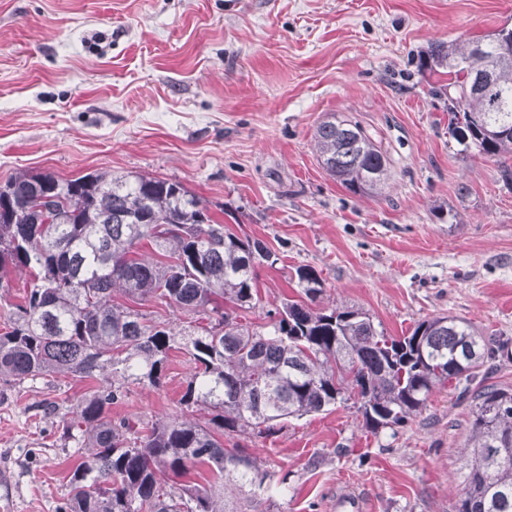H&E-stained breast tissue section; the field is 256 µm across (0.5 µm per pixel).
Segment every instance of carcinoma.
I'll return each mask as SVG.
<instances>
[{
  "label": "carcinoma",
  "instance_id": "obj_1",
  "mask_svg": "<svg viewBox=\"0 0 512 512\" xmlns=\"http://www.w3.org/2000/svg\"><path fill=\"white\" fill-rule=\"evenodd\" d=\"M474 44L429 48L424 67L448 72L431 93L448 101V135L462 151L511 155L512 62L476 94ZM313 141L323 168L348 192H382L386 159L357 125L333 115ZM5 186L21 219L0 213V288L11 267L31 270L32 280L0 334V380L112 374L110 388L89 390L69 411L66 427L81 433L85 452L57 512H236L227 501L239 498L265 512L287 477L243 448H225L224 438L261 436L352 399L376 434L420 415L453 379L465 382L471 417L455 512H512V389L478 379L509 340L453 316L388 336L360 309L315 307L323 281L308 266L296 269L304 299H283L267 310L266 325H254L244 313L262 305L255 267H273L280 255L214 221L180 182L22 171ZM120 297L165 303L192 325L155 322ZM174 350L194 365L180 413L112 419L128 385H160ZM199 407L208 411L203 423L194 417ZM194 465L210 468L213 483L180 482Z\"/></svg>",
  "mask_w": 512,
  "mask_h": 512
}]
</instances>
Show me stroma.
<instances>
[{"label": "stroma", "instance_id": "stroma-1", "mask_svg": "<svg viewBox=\"0 0 512 512\" xmlns=\"http://www.w3.org/2000/svg\"><path fill=\"white\" fill-rule=\"evenodd\" d=\"M512 26V0H0V185L21 170L181 182L238 235L280 253L256 270L265 307L314 268L323 307L391 336L456 316L512 340V156L460 154L420 72L430 45ZM385 154L382 193L349 194L313 149L328 114ZM190 377L129 386L113 418L164 420ZM88 382L0 381V500L56 512L83 450L64 418ZM439 387L406 426L369 432L355 408L245 439L287 475L270 512H453L468 402Z\"/></svg>", "mask_w": 512, "mask_h": 512}]
</instances>
